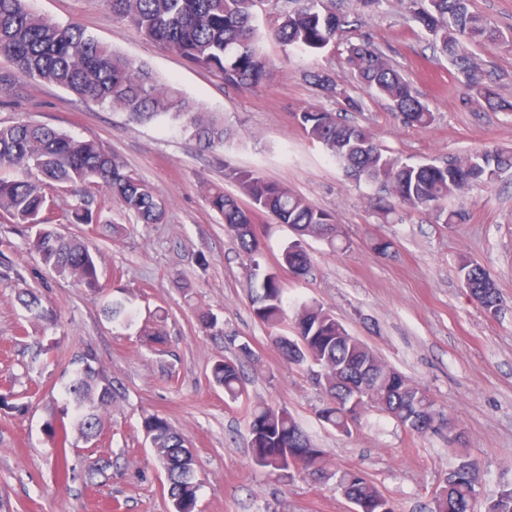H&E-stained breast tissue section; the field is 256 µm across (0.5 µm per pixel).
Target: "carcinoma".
Returning <instances> with one entry per match:
<instances>
[{"mask_svg": "<svg viewBox=\"0 0 512 512\" xmlns=\"http://www.w3.org/2000/svg\"><path fill=\"white\" fill-rule=\"evenodd\" d=\"M106 2L114 18L189 64L217 75L228 86L259 85L275 77L273 65L262 53L261 35L255 25L257 0ZM331 3L292 0V7L275 17L273 36L286 45L310 51L331 47L342 39L346 23ZM409 8L418 31L465 78L470 98L482 100L494 112H512V103L502 100L494 86L484 81L479 64L468 52L470 44L500 41V32L488 18L471 10L470 0H409ZM0 51L13 65L0 70V105L15 101L19 79L28 77L124 112L136 122L166 119L179 123L207 149L224 145L228 135L217 113L204 110L175 84L159 82L144 65L87 35L78 24H61L33 11L27 0H0ZM343 54L357 83L385 101L403 124L425 129L434 122L428 103L374 41L364 36L349 40ZM307 78L321 96L338 99L340 111L362 110L361 99L338 92L334 72L319 69ZM297 123L305 136L319 144L346 173L381 182L403 206L435 211L441 224L465 220L462 212L446 208L448 198L472 187H488L512 169V151L498 149L479 151L464 160L451 158L443 164L407 163L388 154L366 129L314 106L298 113ZM224 181L234 184L237 193L209 185L205 201L222 218L239 253L252 267L260 268L256 219L261 213L291 228L294 239L281 251L279 265L296 276L307 274L312 266L304 247L307 239L333 244L343 238L330 213L255 170L226 164ZM99 188L136 223H166L168 200L98 140L75 138L59 128L24 118L0 124V215L26 237L27 248L39 256L52 276L70 280L90 295L103 291L96 253L83 238L60 233L57 225L107 223L102 209L93 208ZM66 194L76 201L62 208L59 197ZM459 273L467 296L486 314L497 316L501 298L490 274L466 258L460 261ZM12 278L19 281L22 274L12 258L0 250V279ZM282 294L278 275L264 274L260 291L252 297V311L270 330L273 346L287 362L309 366L316 360L314 380L327 396L319 410L324 424L343 435L351 433L361 417L359 413L349 415L344 403L345 390L353 382L362 387V408H377L406 431L446 433L451 447L464 443V432L452 424L427 390L385 365L321 305H300L292 318L293 335L277 334L287 319ZM17 300L32 322L54 323L53 310L40 296L25 290L18 293ZM102 312L108 321L122 327L136 320L134 308L119 297L105 301ZM156 317L157 322L139 329V335L154 350L166 343L161 325L165 311L157 310ZM198 323L206 334L224 335V324L212 313L200 314ZM81 362L83 368L65 389L75 419L69 424L61 420L48 425V432L64 449L71 429L86 440L95 437L103 426L101 410L112 401V381L93 366L94 352L87 350ZM210 373L229 400L242 396L246 378L239 365L218 359ZM139 426L167 474L172 512H192L200 483L193 478L196 460L184 437L157 413H142ZM249 447L254 465L271 476L286 478L299 472L319 480L332 479L355 512H393L390 501L363 472L330 471L325 450L299 428L284 405L254 406ZM454 454L431 512H474L482 481L480 466L464 451ZM486 512H512V486L500 488Z\"/></svg>", "mask_w": 512, "mask_h": 512, "instance_id": "1", "label": "carcinoma"}]
</instances>
